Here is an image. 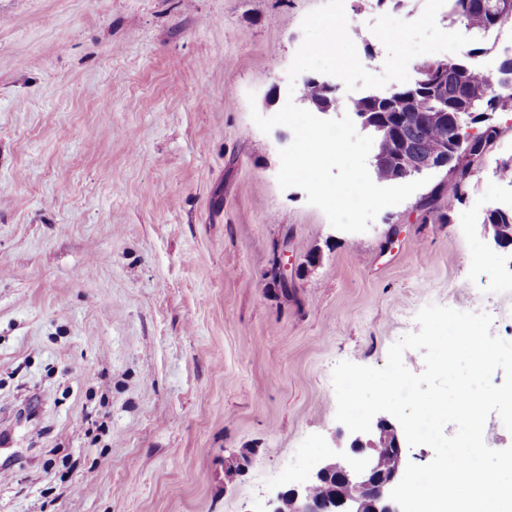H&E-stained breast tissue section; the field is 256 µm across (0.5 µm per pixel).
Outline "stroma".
<instances>
[{
  "label": "stroma",
  "mask_w": 512,
  "mask_h": 512,
  "mask_svg": "<svg viewBox=\"0 0 512 512\" xmlns=\"http://www.w3.org/2000/svg\"><path fill=\"white\" fill-rule=\"evenodd\" d=\"M322 2L0 0V512H266L349 446L336 364L384 366L429 304L512 341L483 228L512 204V112L453 207L416 211L434 173L347 233L280 188L292 132L251 114L285 104ZM424 5L344 0L368 71L371 24Z\"/></svg>",
  "instance_id": "1"
}]
</instances>
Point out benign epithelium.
<instances>
[{
  "label": "benign epithelium",
  "instance_id": "7a95c632",
  "mask_svg": "<svg viewBox=\"0 0 512 512\" xmlns=\"http://www.w3.org/2000/svg\"><path fill=\"white\" fill-rule=\"evenodd\" d=\"M449 163L448 146L435 145L419 164L411 159L405 147L394 155L379 149L372 158L371 167L377 170L399 166L406 175L417 177L440 170ZM385 428L393 435L390 448L378 442ZM405 444L402 428L389 418L378 416L372 420L370 432L353 434L346 454L321 463L309 478L311 482L334 484L335 490L329 497L312 501L303 483L278 492L271 501L269 512H400L399 506L390 498V492L409 463ZM385 453L395 458V466L389 470H382L377 464Z\"/></svg>",
  "mask_w": 512,
  "mask_h": 512
}]
</instances>
